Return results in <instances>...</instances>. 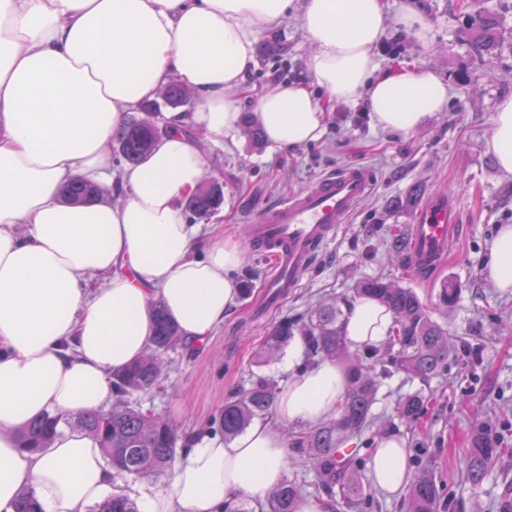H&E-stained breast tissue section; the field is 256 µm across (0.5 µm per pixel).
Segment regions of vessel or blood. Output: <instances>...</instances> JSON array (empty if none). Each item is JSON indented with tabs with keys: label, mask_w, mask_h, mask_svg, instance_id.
<instances>
[{
	"label": "vessel or blood",
	"mask_w": 512,
	"mask_h": 512,
	"mask_svg": "<svg viewBox=\"0 0 512 512\" xmlns=\"http://www.w3.org/2000/svg\"><path fill=\"white\" fill-rule=\"evenodd\" d=\"M373 182L369 168L349 165L253 218L250 243L273 264L270 279L251 298L256 315H264L298 286L315 255L366 198ZM459 228L460 212L447 197L428 198L411 226L405 263L420 274L433 269L445 257L448 242Z\"/></svg>",
	"instance_id": "b4317fda"
}]
</instances>
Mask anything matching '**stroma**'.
<instances>
[{
	"label": "stroma",
	"instance_id": "35a3bbf8",
	"mask_svg": "<svg viewBox=\"0 0 512 512\" xmlns=\"http://www.w3.org/2000/svg\"><path fill=\"white\" fill-rule=\"evenodd\" d=\"M419 9L430 27V45L403 38L397 53L377 51L381 69L403 66L434 70L449 86L445 108L410 134L374 127L360 105L338 103L326 111L322 137L283 154L267 142H253L245 129L206 140L205 179L224 186V203L210 221L238 239L243 263L239 283L255 289L269 277L268 258L247 238L253 216L265 205L312 186L325 172L366 164L378 175L374 189L316 259L288 298L255 319L249 298L225 317L205 343L184 348L169 359L159 385L141 396L144 408L169 417L179 436L220 433L224 402L247 385L252 357L266 329L284 317L298 318L319 301L354 300L364 277L380 276L414 289L434 307L443 282L458 283L455 307L433 314L465 347L442 376L422 381L400 373L378 376L373 422L350 438L363 464L372 462V444L395 432L408 452L412 471L431 472L450 512H512V293L496 288L484 274L499 228L512 224V175L498 169L489 142L498 100L512 95V0H386L389 14L406 3ZM489 18L495 41L476 52L479 21ZM255 62L245 78L244 113L278 83L307 80L309 40L294 20L262 33ZM442 193L455 203L461 228L448 243L438 268L416 277L389 260L391 234L409 235L418 209ZM427 396L426 413L413 427L397 415L401 397ZM490 421L507 452L479 487L463 475V451L479 421Z\"/></svg>",
	"mask_w": 512,
	"mask_h": 512
}]
</instances>
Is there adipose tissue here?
<instances>
[{
    "label": "adipose tissue",
    "instance_id": "1",
    "mask_svg": "<svg viewBox=\"0 0 512 512\" xmlns=\"http://www.w3.org/2000/svg\"><path fill=\"white\" fill-rule=\"evenodd\" d=\"M294 18L314 49L309 82L259 97L254 119L288 151L322 137L330 103H364L375 127L409 134L448 102V85L419 67L380 72L374 49L388 27L429 43L423 15L385 0H0V512L29 491L41 512H89L119 485L98 440L61 428L26 451L18 433L44 413L99 412L115 399L113 375L137 362L162 307L187 344L204 342L237 303L238 240L192 224L181 200L204 176V139L236 131L256 37ZM178 80L197 97L168 112L167 135L136 166L107 149L128 115ZM490 149L512 175V95L499 100ZM81 180L109 199L65 204ZM485 273L512 289V225L493 240ZM108 277L92 289V276ZM393 315L370 297L345 314L351 349L383 342ZM349 387L341 365L294 373L277 411L231 441L197 440L162 489L138 490L140 512H231L265 497L287 475L284 426L337 415ZM373 482L395 494L408 482L399 441L373 450Z\"/></svg>",
    "mask_w": 512,
    "mask_h": 512
}]
</instances>
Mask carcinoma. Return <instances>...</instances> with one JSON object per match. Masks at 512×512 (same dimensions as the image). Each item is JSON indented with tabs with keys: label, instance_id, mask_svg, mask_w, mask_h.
<instances>
[{
	"label": "carcinoma",
	"instance_id": "cac0c4a2",
	"mask_svg": "<svg viewBox=\"0 0 512 512\" xmlns=\"http://www.w3.org/2000/svg\"><path fill=\"white\" fill-rule=\"evenodd\" d=\"M164 90L161 101L142 107L143 115L130 117L123 129L112 136L117 163H136L153 148L161 133L162 109L191 106L192 95L186 87L171 82ZM101 197L102 191L91 183L73 182L62 191V199L69 205ZM223 199L221 185L212 180L202 183L185 206L194 217L202 219L217 211ZM355 291L359 296L378 300L393 313L392 338L385 347L374 348L364 356L351 355L344 339L343 310L332 300L316 305L304 318L280 319L267 330L255 355L257 365H266L300 336L305 343V364L342 359L348 365L350 385L336 418L311 430L288 433L289 450L318 468L320 493L314 502L322 512H333L338 499L351 512H365L370 508L361 462L349 455L339 456L338 448L372 422L371 409L378 392L372 375L375 365L390 367L409 378L426 380L447 369L448 359L456 349L454 334L432 318L429 307L413 289L381 277H365L358 281ZM458 295L456 282L443 283L438 294L440 305L453 306ZM183 346L179 329L162 309H156L153 346L137 363L114 375L117 397L112 408L94 414L58 413L34 419L20 434L21 447L31 451L43 448L58 428L65 425L99 438L106 462L120 480L168 474L179 457L177 427L167 417L143 410L132 402V397L155 388L162 378L166 357ZM279 392V383L274 378L251 374L249 386L238 389L224 403L220 416L224 437L234 438L254 419L273 415ZM424 403L422 393L408 394L398 402V416L411 425L422 414ZM503 452L500 439L488 427L477 426L469 448L464 450L466 480L474 487L480 485ZM407 498L408 512H441L438 485L425 470L412 475ZM305 504L302 483L296 478L285 480L267 496V512H301ZM93 512H138V508L130 496L114 494Z\"/></svg>",
	"mask_w": 512,
	"mask_h": 512
}]
</instances>
